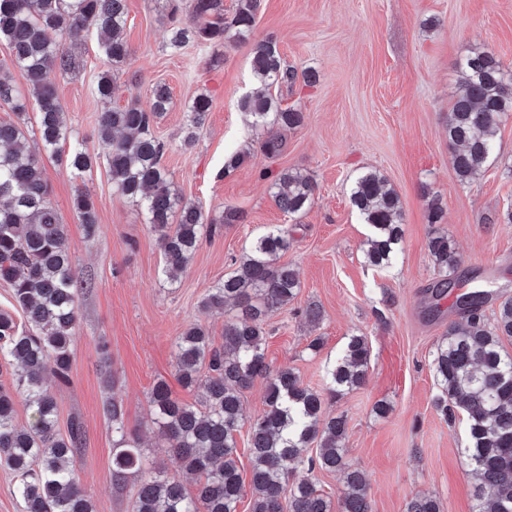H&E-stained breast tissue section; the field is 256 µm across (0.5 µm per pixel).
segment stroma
Segmentation results:
<instances>
[{"instance_id":"1","label":"stroma","mask_w":512,"mask_h":512,"mask_svg":"<svg viewBox=\"0 0 512 512\" xmlns=\"http://www.w3.org/2000/svg\"><path fill=\"white\" fill-rule=\"evenodd\" d=\"M124 36L130 56L114 69L113 106L147 104L153 85L166 84L171 104L154 124L167 145L163 164L178 193L211 219L235 209L240 219L203 239L175 282L162 273L158 232L135 203L112 190L107 164L76 177L64 161L44 157V177L74 261L79 319L72 347L71 381L57 388L59 425L78 418L82 452L73 466L95 512H133L140 478L112 480V424L107 398L118 396L125 425L140 435L152 468L179 472L152 423L150 393L166 381L177 399L197 393L177 380L175 341L202 324L222 342L225 315L202 312L209 289L266 227L288 231L293 246L284 260L298 272L295 300L268 321L266 356L271 370L293 369L304 385L321 388L349 336H365L370 362L363 386L328 405L346 415L351 463L364 472L373 512H406L419 492L438 498L443 512H473L474 481L466 448L465 418L447 424L436 413L433 372L437 341L447 317L424 314L425 288L436 277L429 260V211L424 196L441 197L442 226L460 264L459 292L490 290L483 307L493 317L512 297V118L501 125L497 159L471 181L459 183L448 147L447 119L460 74L457 62L471 50L493 51L512 69V0H260L252 40L276 43L288 65L314 71V85L281 90L299 108L303 124L284 134L277 156L257 146L258 130L238 109L252 86L250 48L166 46L172 0H126ZM74 72L49 80L69 123L88 151L102 153L96 94L109 70L96 32L74 51ZM200 94L211 110L193 149L181 142L187 108ZM250 147V159L225 172L227 154ZM293 169L317 184L307 213L292 217L276 207L260 171ZM380 171L401 199L404 238L396 265L375 269L364 260L369 228L350 202L363 171ZM94 199L100 231L87 236L71 201L76 190ZM321 311L318 325L302 311ZM319 350H310L313 339ZM391 411L380 417L378 403Z\"/></svg>"}]
</instances>
